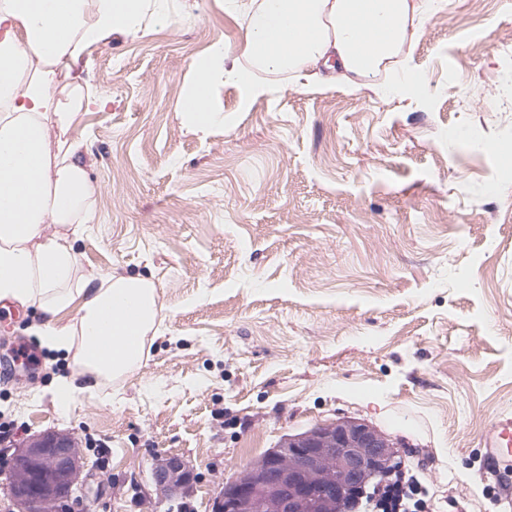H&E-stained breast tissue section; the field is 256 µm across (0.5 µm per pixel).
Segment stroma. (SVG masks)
Wrapping results in <instances>:
<instances>
[{"mask_svg": "<svg viewBox=\"0 0 512 512\" xmlns=\"http://www.w3.org/2000/svg\"><path fill=\"white\" fill-rule=\"evenodd\" d=\"M394 67L426 84L384 95L268 74L215 101L230 126L201 139L181 103L194 59L238 46L243 14L174 0L84 54L110 99L77 136L99 188L77 243L85 272L138 274L160 331L139 367L60 406L70 359L37 347L41 315L0 307V512L9 462L35 435L77 441L91 491L72 512H168L149 463L187 458L180 512H211L224 483L286 436L363 421L421 464L443 512H504L481 456L512 413V0H442Z\"/></svg>", "mask_w": 512, "mask_h": 512, "instance_id": "stroma-1", "label": "stroma"}]
</instances>
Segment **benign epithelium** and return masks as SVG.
Masks as SVG:
<instances>
[{
	"instance_id": "1",
	"label": "benign epithelium",
	"mask_w": 512,
	"mask_h": 512,
	"mask_svg": "<svg viewBox=\"0 0 512 512\" xmlns=\"http://www.w3.org/2000/svg\"><path fill=\"white\" fill-rule=\"evenodd\" d=\"M398 457L392 441L364 422L315 427L236 474L214 498L212 512H340L342 498L365 475ZM82 471L71 435L30 439L16 454L10 489L15 512H59ZM151 474L159 501L187 493L192 483L190 463L178 455H155Z\"/></svg>"
}]
</instances>
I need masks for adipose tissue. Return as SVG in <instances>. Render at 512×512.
Wrapping results in <instances>:
<instances>
[{
    "mask_svg": "<svg viewBox=\"0 0 512 512\" xmlns=\"http://www.w3.org/2000/svg\"><path fill=\"white\" fill-rule=\"evenodd\" d=\"M244 11V39L194 60L181 116L194 134L223 128L217 85L247 95L265 85L242 67L303 74L331 66L341 80L379 89L383 68L433 13L432 0H224ZM171 16L169 0H0V301L37 309L42 343L72 354L77 372L65 398L120 379L157 333L153 282L81 273L77 241L98 195L85 141L71 138L83 112L108 103L77 69L86 48L136 31L146 13Z\"/></svg>",
    "mask_w": 512,
    "mask_h": 512,
    "instance_id": "adipose-tissue-1",
    "label": "adipose tissue"
}]
</instances>
